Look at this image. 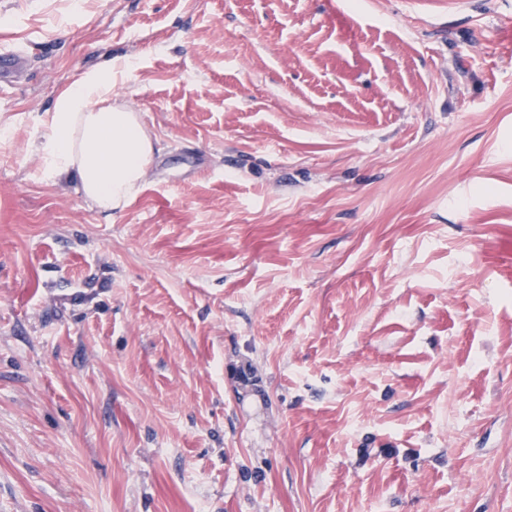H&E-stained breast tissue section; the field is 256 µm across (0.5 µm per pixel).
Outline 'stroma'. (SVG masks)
Returning <instances> with one entry per match:
<instances>
[{"label": "stroma", "instance_id": "obj_1", "mask_svg": "<svg viewBox=\"0 0 512 512\" xmlns=\"http://www.w3.org/2000/svg\"><path fill=\"white\" fill-rule=\"evenodd\" d=\"M0 512H512V0H0ZM158 153L48 180L87 69ZM26 63L25 53L17 48L0 49V83H12Z\"/></svg>", "mask_w": 512, "mask_h": 512}]
</instances>
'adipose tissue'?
I'll return each instance as SVG.
<instances>
[{"label":"adipose tissue","instance_id":"1","mask_svg":"<svg viewBox=\"0 0 512 512\" xmlns=\"http://www.w3.org/2000/svg\"><path fill=\"white\" fill-rule=\"evenodd\" d=\"M114 68L89 69L41 118L36 143L51 180L76 178L98 209H124L152 162L153 144L139 116L112 103Z\"/></svg>","mask_w":512,"mask_h":512}]
</instances>
